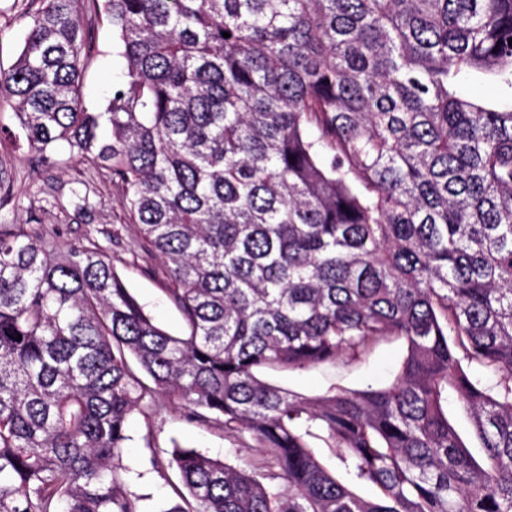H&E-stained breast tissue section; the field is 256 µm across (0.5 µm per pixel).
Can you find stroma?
<instances>
[{"label":"stroma","instance_id":"stroma-1","mask_svg":"<svg viewBox=\"0 0 512 512\" xmlns=\"http://www.w3.org/2000/svg\"><path fill=\"white\" fill-rule=\"evenodd\" d=\"M26 0H0V65L15 60L25 32L22 12ZM86 23L95 46V57L83 77L84 103L89 110H101L112 83L123 71L124 61L113 48L112 29L94 18ZM91 187L95 203L92 212L75 214L67 207V196L77 183ZM0 183L9 185L13 198L0 205V224L39 222L53 235L56 246L95 239L113 267L144 310L166 330L179 333L182 319L169 302L159 273V257L143 254L136 246L134 226L124 215L120 195L110 178L97 175L67 155L56 164L34 162L24 141L0 149ZM406 354L403 341H383L369 353L314 369L262 371L263 380L307 397L326 394L336 387L363 389L382 387L394 380ZM124 476L128 488L140 495L143 512H165L176 499L179 483L176 469L158 474L151 457L168 460L174 443L193 448L209 457L238 466L258 459L260 449L250 438L225 435L223 429L199 425L166 398L160 397L143 413H135L126 428Z\"/></svg>","mask_w":512,"mask_h":512}]
</instances>
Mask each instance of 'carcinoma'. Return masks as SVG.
I'll list each match as a JSON object with an SVG mask.
<instances>
[{"label": "carcinoma", "mask_w": 512, "mask_h": 512, "mask_svg": "<svg viewBox=\"0 0 512 512\" xmlns=\"http://www.w3.org/2000/svg\"><path fill=\"white\" fill-rule=\"evenodd\" d=\"M87 10L125 61L100 112ZM23 18L0 103L41 160L63 145L112 180L183 332L96 241L0 224V512H142L126 426L158 395L263 453L151 458L179 474L166 512H512V0H38ZM464 73L497 99L462 94ZM391 338L407 355L384 388L309 398L256 375ZM448 414L467 445L471 448H476L478 446V441L472 432L469 415L452 399L448 402ZM313 451L322 465L332 474L342 481H347V476L340 466L339 461L336 459V454L333 448H328L326 443L322 440H312Z\"/></svg>", "instance_id": "cac0c4a2"}]
</instances>
